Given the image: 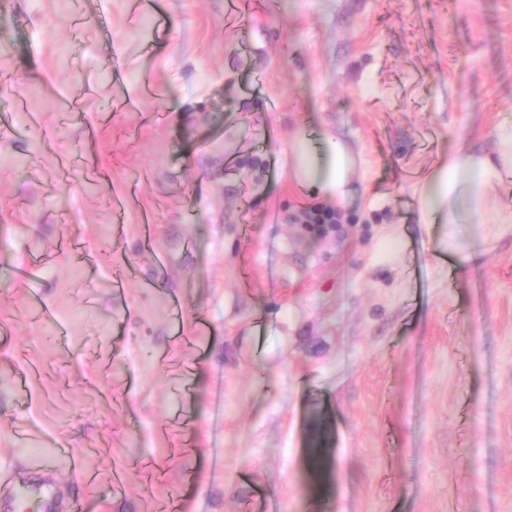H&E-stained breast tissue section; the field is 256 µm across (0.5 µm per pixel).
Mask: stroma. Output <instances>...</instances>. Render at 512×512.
Masks as SVG:
<instances>
[{"instance_id": "obj_1", "label": "stroma", "mask_w": 512, "mask_h": 512, "mask_svg": "<svg viewBox=\"0 0 512 512\" xmlns=\"http://www.w3.org/2000/svg\"><path fill=\"white\" fill-rule=\"evenodd\" d=\"M511 111L512 0H0V499L512 512V224L418 209ZM331 158L325 169L303 161L299 168L302 178H310L318 184L323 194H330L344 201L349 195L348 184L355 165L354 157L337 140L331 146ZM341 214L332 208L303 205L297 215L300 224H308L309 227H316L322 230L326 224H338Z\"/></svg>"}]
</instances>
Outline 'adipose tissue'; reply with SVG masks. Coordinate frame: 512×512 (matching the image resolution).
I'll return each mask as SVG.
<instances>
[{
  "mask_svg": "<svg viewBox=\"0 0 512 512\" xmlns=\"http://www.w3.org/2000/svg\"><path fill=\"white\" fill-rule=\"evenodd\" d=\"M355 165L350 152L333 144L327 168L302 164L301 177L318 184L322 193L346 200ZM512 171V117L501 125L492 153L452 150L447 160L426 180L420 190L423 213L439 215L456 235L463 224H512V191H504L503 176Z\"/></svg>",
  "mask_w": 512,
  "mask_h": 512,
  "instance_id": "adipose-tissue-1",
  "label": "adipose tissue"
}]
</instances>
